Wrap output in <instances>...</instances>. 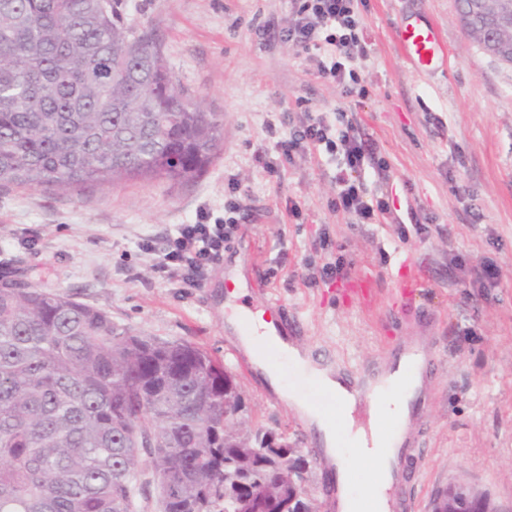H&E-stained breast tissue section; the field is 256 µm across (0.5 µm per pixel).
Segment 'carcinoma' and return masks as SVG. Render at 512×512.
Segmentation results:
<instances>
[{"mask_svg": "<svg viewBox=\"0 0 512 512\" xmlns=\"http://www.w3.org/2000/svg\"><path fill=\"white\" fill-rule=\"evenodd\" d=\"M504 0H484L480 41ZM223 121L189 95L120 0H0V186L67 191L193 182ZM230 373L188 342L131 334L105 311L0 283V512H283L293 491L266 450L224 435Z\"/></svg>", "mask_w": 512, "mask_h": 512, "instance_id": "cac0c4a2", "label": "carcinoma"}]
</instances>
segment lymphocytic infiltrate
Listing matches in <instances>:
<instances>
[{"mask_svg": "<svg viewBox=\"0 0 512 512\" xmlns=\"http://www.w3.org/2000/svg\"><path fill=\"white\" fill-rule=\"evenodd\" d=\"M289 17L281 28L282 41L305 56L317 78L340 87L343 94L365 96L360 88L357 67L367 59L368 48L357 13L356 0H288ZM267 131L274 140V156L260 155L256 161L268 176H276L296 155L322 152L335 161L336 195L329 202L334 211L368 222L388 214L389 203L367 197L361 170L373 156L370 143L352 122H335L327 113H305L291 134H281L275 123ZM240 184L229 178L224 189V214L213 216L200 209L191 224L177 225L162 247L152 240L140 243L142 250L155 252V271L178 288H196L205 280L210 267L219 261L245 218Z\"/></svg>", "mask_w": 512, "mask_h": 512, "instance_id": "obj_1", "label": "lymphocytic infiltrate"}]
</instances>
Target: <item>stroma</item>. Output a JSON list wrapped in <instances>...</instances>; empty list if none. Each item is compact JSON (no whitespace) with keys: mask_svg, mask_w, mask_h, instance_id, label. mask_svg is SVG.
I'll return each instance as SVG.
<instances>
[{"mask_svg":"<svg viewBox=\"0 0 512 512\" xmlns=\"http://www.w3.org/2000/svg\"><path fill=\"white\" fill-rule=\"evenodd\" d=\"M362 26L370 55L358 74L366 97L343 96L317 79L310 63L264 32L288 20L286 0H121L127 24L150 27L162 54L190 93L224 118L219 157L196 181H129L69 192L0 188V281L18 280L108 312L131 334L192 343L221 361L244 396L248 423L307 453L313 434L272 400L248 357L229 353L224 328V274L242 263L248 299L279 302L298 319L299 345L337 369L380 368L390 345L429 334L434 371L428 401L412 427L421 455L413 471L411 512H432L448 484L490 495L512 512V67L484 54L468 36L455 0H364ZM420 17L437 30L443 59L431 71L412 67L396 39L398 23ZM344 112L372 141L387 171L365 163L367 192L388 199L376 224L332 212L334 168L303 155L270 177L257 154L273 147L265 126L292 127L301 112ZM241 184L251 218L197 288L158 282L154 254L199 208L224 211V180ZM300 216H293L292 206ZM424 232H415V224ZM37 232L27 242L26 230ZM484 257L495 284L473 285L469 270ZM369 274L377 291L365 307L347 280L320 279L325 263ZM405 262L425 285L393 284ZM317 282H309V275ZM288 388L321 410L334 402L274 347L263 346ZM309 493L323 503L322 470L307 460Z\"/></svg>","mask_w":512,"mask_h":512,"instance_id":"1","label":"stroma"}]
</instances>
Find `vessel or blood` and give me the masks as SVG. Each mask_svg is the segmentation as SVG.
Instances as JSON below:
<instances>
[{
	"mask_svg": "<svg viewBox=\"0 0 512 512\" xmlns=\"http://www.w3.org/2000/svg\"><path fill=\"white\" fill-rule=\"evenodd\" d=\"M397 40L407 59L417 68L427 70L435 66L440 54V41L435 28L418 19L406 20L397 29ZM429 344V337L423 336L395 347L387 369L380 374L368 373L357 377L341 372L336 374V381L351 397L346 411L352 414L356 424L365 426L371 419L365 411L366 396L375 395L379 386L397 382L404 385L409 395V416L414 418L420 414L427 397L425 381L434 367L429 356ZM419 444L418 433L405 428L389 431L387 451L391 461L383 475L386 490L382 512H406L405 486L410 477L402 469L401 461L418 457ZM313 453L328 472L323 484L328 512H346L347 494L340 479L339 461L322 440L315 444Z\"/></svg>",
	"mask_w": 512,
	"mask_h": 512,
	"instance_id": "1",
	"label": "vessel or blood"
}]
</instances>
